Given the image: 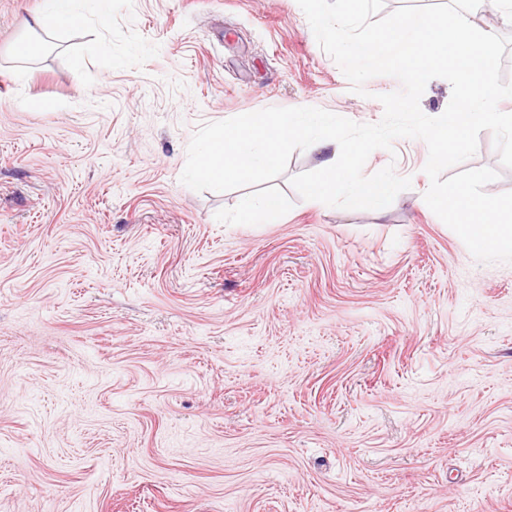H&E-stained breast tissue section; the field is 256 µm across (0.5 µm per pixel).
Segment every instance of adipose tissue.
<instances>
[{
	"instance_id": "obj_1",
	"label": "adipose tissue",
	"mask_w": 512,
	"mask_h": 512,
	"mask_svg": "<svg viewBox=\"0 0 512 512\" xmlns=\"http://www.w3.org/2000/svg\"><path fill=\"white\" fill-rule=\"evenodd\" d=\"M78 0H42V10L32 18L33 28L51 32L83 23ZM334 114L326 112H249L237 123L210 138L189 170L190 179H202L216 186L254 177L259 169L271 168L279 160L285 137L308 134L309 147L323 154L319 175L311 186L315 200L328 201L349 191L382 206L391 195L389 181L365 184L355 172L354 152L340 153L335 138L310 136L313 127H332Z\"/></svg>"
}]
</instances>
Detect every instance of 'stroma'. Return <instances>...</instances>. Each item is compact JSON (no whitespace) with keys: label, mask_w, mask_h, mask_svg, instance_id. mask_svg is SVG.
<instances>
[{"label":"stroma","mask_w":512,"mask_h":512,"mask_svg":"<svg viewBox=\"0 0 512 512\" xmlns=\"http://www.w3.org/2000/svg\"><path fill=\"white\" fill-rule=\"evenodd\" d=\"M39 6L0 0V512H512V264L427 206L426 143L370 154L411 180L380 210L314 203L299 136L185 178L242 113L399 82L351 92L297 0H82L17 60ZM465 166L512 191L491 132ZM280 213V203L276 198L269 197L255 205L245 202L237 216L239 224L270 223L275 221Z\"/></svg>","instance_id":"stroma-1"}]
</instances>
